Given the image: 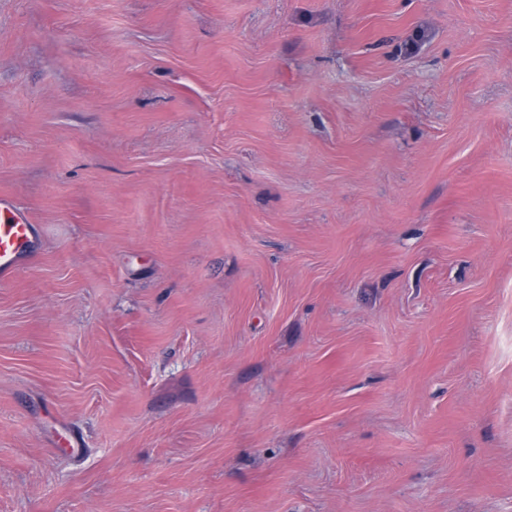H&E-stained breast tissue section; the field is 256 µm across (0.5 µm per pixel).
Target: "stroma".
<instances>
[{"label":"stroma","instance_id":"obj_1","mask_svg":"<svg viewBox=\"0 0 512 512\" xmlns=\"http://www.w3.org/2000/svg\"><path fill=\"white\" fill-rule=\"evenodd\" d=\"M0 512H512V0H0ZM39 229L11 199L0 197V285L11 282L36 253Z\"/></svg>","mask_w":512,"mask_h":512}]
</instances>
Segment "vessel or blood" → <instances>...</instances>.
<instances>
[{
    "label": "vessel or blood",
    "instance_id": "obj_1",
    "mask_svg": "<svg viewBox=\"0 0 512 512\" xmlns=\"http://www.w3.org/2000/svg\"><path fill=\"white\" fill-rule=\"evenodd\" d=\"M39 229L11 199L0 197V285L11 282L36 253Z\"/></svg>",
    "mask_w": 512,
    "mask_h": 512
}]
</instances>
